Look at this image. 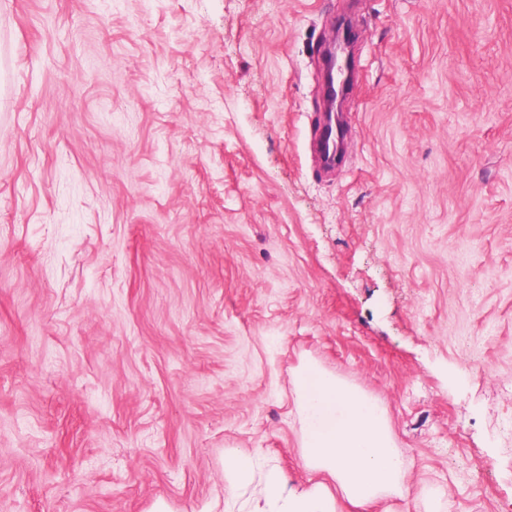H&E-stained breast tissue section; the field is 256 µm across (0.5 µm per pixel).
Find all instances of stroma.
<instances>
[{
	"mask_svg": "<svg viewBox=\"0 0 512 512\" xmlns=\"http://www.w3.org/2000/svg\"><path fill=\"white\" fill-rule=\"evenodd\" d=\"M0 47V512L307 485L305 360L407 463L337 512H512V0H0Z\"/></svg>",
	"mask_w": 512,
	"mask_h": 512,
	"instance_id": "1",
	"label": "stroma"
}]
</instances>
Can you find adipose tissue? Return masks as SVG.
<instances>
[{
  "label": "adipose tissue",
  "instance_id": "1",
  "mask_svg": "<svg viewBox=\"0 0 512 512\" xmlns=\"http://www.w3.org/2000/svg\"><path fill=\"white\" fill-rule=\"evenodd\" d=\"M292 385L302 458L320 481L293 489L281 471L261 469L254 456L233 452L224 461L226 512H244L239 493L246 488L253 512H336L341 498L365 506L403 492L406 461L378 400L311 361L296 369Z\"/></svg>",
  "mask_w": 512,
  "mask_h": 512
}]
</instances>
